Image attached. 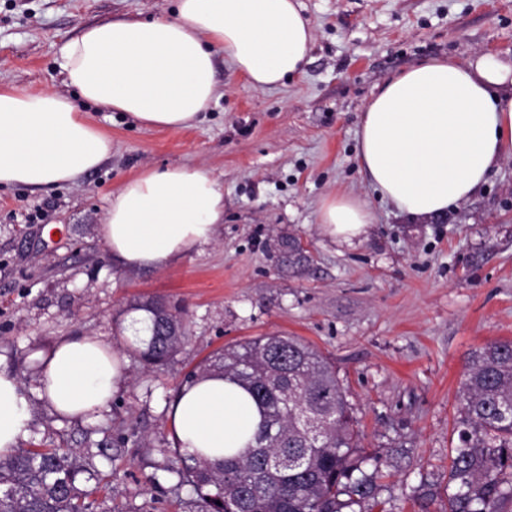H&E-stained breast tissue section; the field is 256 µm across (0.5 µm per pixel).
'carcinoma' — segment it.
I'll use <instances>...</instances> for the list:
<instances>
[{
	"label": "carcinoma",
	"instance_id": "carcinoma-1",
	"mask_svg": "<svg viewBox=\"0 0 512 512\" xmlns=\"http://www.w3.org/2000/svg\"><path fill=\"white\" fill-rule=\"evenodd\" d=\"M283 261L302 265L298 241H279ZM150 321L142 357L159 363L186 341L180 312L162 300L131 305ZM245 386L262 409L255 444L218 463L179 455V475L201 512H390L376 478L382 456L357 443L355 418L336 372L311 346L259 336L214 353L201 372ZM462 419L448 463V512H505L512 504V341L471 352L459 389ZM88 472L74 448H19L0 458V512H94Z\"/></svg>",
	"mask_w": 512,
	"mask_h": 512
}]
</instances>
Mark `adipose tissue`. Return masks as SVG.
Segmentation results:
<instances>
[{
  "label": "adipose tissue",
  "instance_id": "adipose-tissue-1",
  "mask_svg": "<svg viewBox=\"0 0 512 512\" xmlns=\"http://www.w3.org/2000/svg\"><path fill=\"white\" fill-rule=\"evenodd\" d=\"M173 18L118 17L66 42L70 85L95 105L140 125L190 127L217 95L223 52L252 87L273 89L300 73L314 29L299 0H175ZM80 102L53 92L0 88V187L73 183L112 154V138ZM359 158L373 191L401 214L441 215L473 196L512 156V60L478 53L432 58L390 79L369 101ZM330 241L366 239L374 214L360 196L336 192L318 207ZM224 222V191L210 170L146 168L113 194L101 235L125 268L164 269L209 245ZM39 362V399L63 417L93 418L128 380L123 353L99 336L62 339ZM32 406L0 368V457L28 432ZM174 443L217 462L253 444L261 412L235 380L213 374L186 385L171 410Z\"/></svg>",
  "mask_w": 512,
  "mask_h": 512
}]
</instances>
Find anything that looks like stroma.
<instances>
[{"instance_id":"stroma-1","label":"stroma","mask_w":512,"mask_h":512,"mask_svg":"<svg viewBox=\"0 0 512 512\" xmlns=\"http://www.w3.org/2000/svg\"><path fill=\"white\" fill-rule=\"evenodd\" d=\"M315 31L303 70L256 89L215 55L218 92L178 131L121 112L85 110L112 154L71 184L0 188V365L25 392L31 356L70 336L121 348L129 380L109 410L57 416L42 400L24 448H75L97 473L96 512H199L178 474L171 406L188 373L225 345L295 336L334 366L359 444L385 460L380 496L392 512H446L457 391L469 352L512 340V158L448 213L399 214L370 188L358 153L367 102L391 76L429 57L512 56V0H299ZM172 0H0V86L77 97L61 47L84 28L170 17ZM202 165L224 188L214 243L163 270L127 269L99 227L109 201L141 170ZM349 192L374 213L348 246L317 228L322 197ZM309 258L292 268L278 242ZM179 307L189 336L165 364H147L124 321L137 301Z\"/></svg>"}]
</instances>
